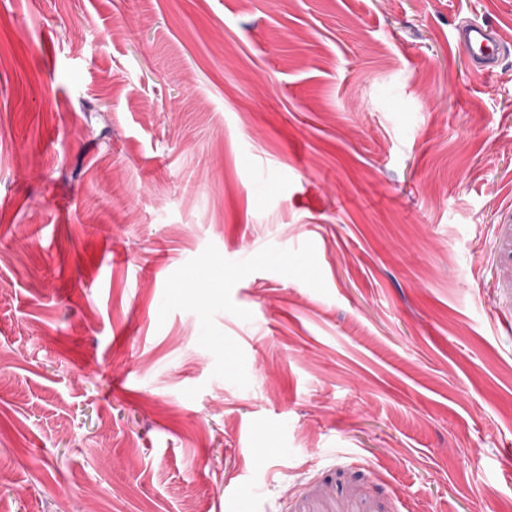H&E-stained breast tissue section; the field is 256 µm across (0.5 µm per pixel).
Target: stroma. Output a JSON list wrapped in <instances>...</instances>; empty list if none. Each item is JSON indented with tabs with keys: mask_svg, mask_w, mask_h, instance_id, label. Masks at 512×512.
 <instances>
[{
	"mask_svg": "<svg viewBox=\"0 0 512 512\" xmlns=\"http://www.w3.org/2000/svg\"><path fill=\"white\" fill-rule=\"evenodd\" d=\"M512 0H0V512L512 501ZM454 40L458 49L475 64L478 74L493 73L503 42L495 27L486 23L455 26Z\"/></svg>",
	"mask_w": 512,
	"mask_h": 512,
	"instance_id": "obj_1",
	"label": "stroma"
}]
</instances>
